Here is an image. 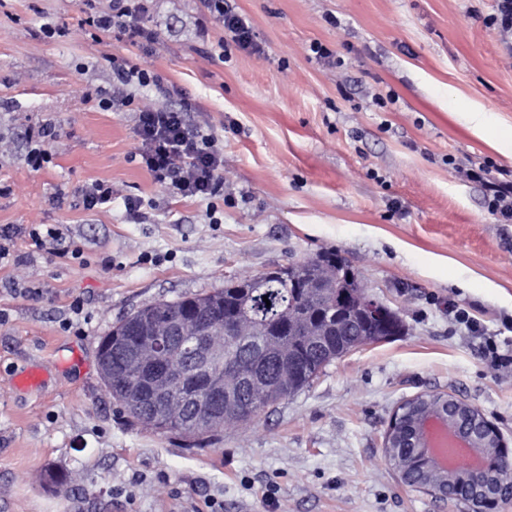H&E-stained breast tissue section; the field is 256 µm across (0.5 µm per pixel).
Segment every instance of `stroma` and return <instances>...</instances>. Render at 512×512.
<instances>
[{
  "label": "stroma",
  "mask_w": 512,
  "mask_h": 512,
  "mask_svg": "<svg viewBox=\"0 0 512 512\" xmlns=\"http://www.w3.org/2000/svg\"><path fill=\"white\" fill-rule=\"evenodd\" d=\"M236 3L263 52L226 62L203 0H152L144 48L83 25L111 0H0V245L18 259L0 268V512H465L385 459L392 414L423 391L477 406L512 446V372L481 355L491 337L512 354V223L460 174L485 162L512 176L498 144L512 133V50L488 23L495 0ZM116 61L187 94L191 121L224 147L223 195L183 197L142 165L137 104L178 99L139 89L132 106L102 107ZM472 111L489 117L485 135ZM46 126L56 137L37 168ZM95 181L112 202L87 210L78 193ZM50 228L60 242L35 245ZM325 250L397 311L401 336L198 447L120 414L98 365L112 326ZM452 301L480 333L452 320ZM27 370L39 385L15 384Z\"/></svg>",
  "instance_id": "obj_1"
}]
</instances>
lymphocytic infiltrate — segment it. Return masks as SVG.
I'll return each mask as SVG.
<instances>
[{
	"label": "lymphocytic infiltrate",
	"instance_id": "f902f5d3",
	"mask_svg": "<svg viewBox=\"0 0 512 512\" xmlns=\"http://www.w3.org/2000/svg\"><path fill=\"white\" fill-rule=\"evenodd\" d=\"M215 24L225 33L219 41L221 51L229 47L260 53L252 28L236 11L231 0H204ZM147 11L144 0H112V11L94 14L86 25L133 45L154 43L155 32L146 28L141 18ZM193 107L188 98L175 106H144L137 113L136 133L140 139L139 155L157 181L169 184L184 197L210 198L224 191V148L211 135L191 123ZM467 181L479 184L484 203L491 215L512 222V180L495 176L488 164H474L464 169Z\"/></svg>",
	"mask_w": 512,
	"mask_h": 512
}]
</instances>
